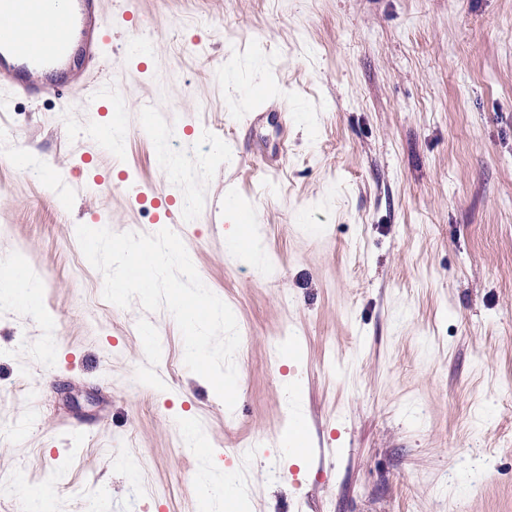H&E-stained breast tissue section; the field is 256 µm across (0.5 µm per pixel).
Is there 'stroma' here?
<instances>
[{
    "instance_id": "stroma-1",
    "label": "stroma",
    "mask_w": 512,
    "mask_h": 512,
    "mask_svg": "<svg viewBox=\"0 0 512 512\" xmlns=\"http://www.w3.org/2000/svg\"><path fill=\"white\" fill-rule=\"evenodd\" d=\"M137 2L107 59L120 146L97 104L0 96V275L41 285L0 300V512L44 487L50 512H200L198 476L228 470L246 512H512V0ZM145 101L198 164L162 167ZM263 101L285 128L250 124ZM149 186L235 315L234 408L172 315L107 301L79 247L91 221L156 233Z\"/></svg>"
}]
</instances>
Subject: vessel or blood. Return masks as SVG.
Wrapping results in <instances>:
<instances>
[{
	"label": "vessel or blood",
	"mask_w": 512,
	"mask_h": 512,
	"mask_svg": "<svg viewBox=\"0 0 512 512\" xmlns=\"http://www.w3.org/2000/svg\"><path fill=\"white\" fill-rule=\"evenodd\" d=\"M111 46L103 0H0V91L80 106L87 76Z\"/></svg>",
	"instance_id": "b4317fda"
}]
</instances>
